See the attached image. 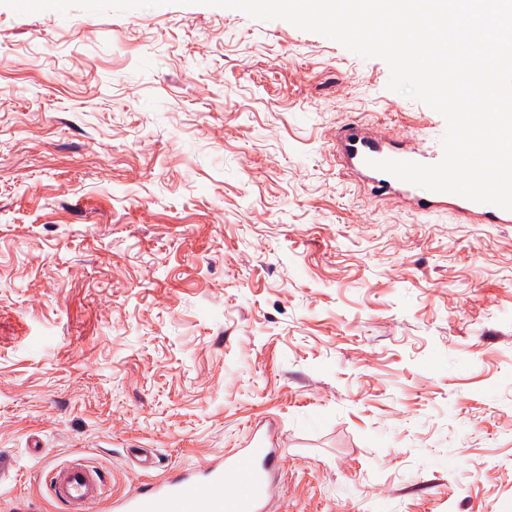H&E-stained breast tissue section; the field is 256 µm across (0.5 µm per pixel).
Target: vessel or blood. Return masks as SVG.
I'll use <instances>...</instances> for the list:
<instances>
[{
    "mask_svg": "<svg viewBox=\"0 0 512 512\" xmlns=\"http://www.w3.org/2000/svg\"><path fill=\"white\" fill-rule=\"evenodd\" d=\"M335 142L337 157L375 195L410 201L424 212L446 206L466 224H512V211L444 192L419 198L412 184L372 168V161L384 159L438 163L440 154L429 151L422 140L405 144L366 124L349 123L337 129ZM278 463V449L269 446L266 431L257 425L245 447L233 454L125 496L111 497L105 473L78 461L50 469L49 492L66 512H266Z\"/></svg>",
    "mask_w": 512,
    "mask_h": 512,
    "instance_id": "obj_1",
    "label": "vessel or blood"
}]
</instances>
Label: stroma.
Wrapping results in <instances>:
<instances>
[{
  "label": "stroma",
  "mask_w": 512,
  "mask_h": 512,
  "mask_svg": "<svg viewBox=\"0 0 512 512\" xmlns=\"http://www.w3.org/2000/svg\"><path fill=\"white\" fill-rule=\"evenodd\" d=\"M0 450L113 494L278 443L272 512H512V224L380 200L358 121L441 148L390 70L236 9L0 5Z\"/></svg>",
  "instance_id": "obj_1"
}]
</instances>
